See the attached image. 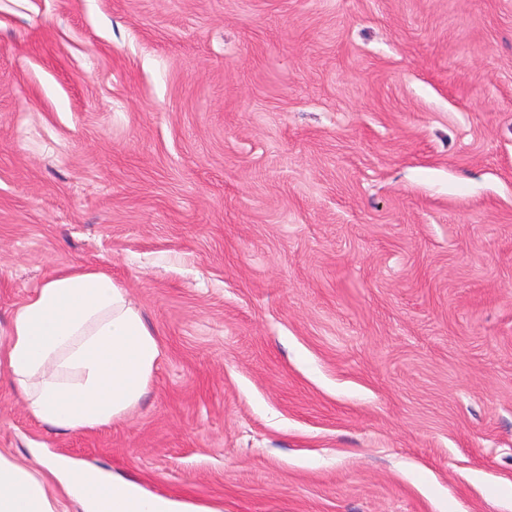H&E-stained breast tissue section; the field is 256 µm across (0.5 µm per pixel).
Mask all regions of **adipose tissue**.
Listing matches in <instances>:
<instances>
[{
  "instance_id": "1",
  "label": "adipose tissue",
  "mask_w": 512,
  "mask_h": 512,
  "mask_svg": "<svg viewBox=\"0 0 512 512\" xmlns=\"http://www.w3.org/2000/svg\"><path fill=\"white\" fill-rule=\"evenodd\" d=\"M160 344L125 288L101 270L50 276L18 305L0 344V368L29 412L62 432L111 425L139 405ZM83 512H203L63 456L21 464L0 453V512H68L49 478Z\"/></svg>"
}]
</instances>
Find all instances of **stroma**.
I'll return each mask as SVG.
<instances>
[{
  "label": "stroma",
  "mask_w": 512,
  "mask_h": 512,
  "mask_svg": "<svg viewBox=\"0 0 512 512\" xmlns=\"http://www.w3.org/2000/svg\"><path fill=\"white\" fill-rule=\"evenodd\" d=\"M162 356L0 452L212 512H512V0H0V343L49 276Z\"/></svg>",
  "instance_id": "obj_1"
}]
</instances>
